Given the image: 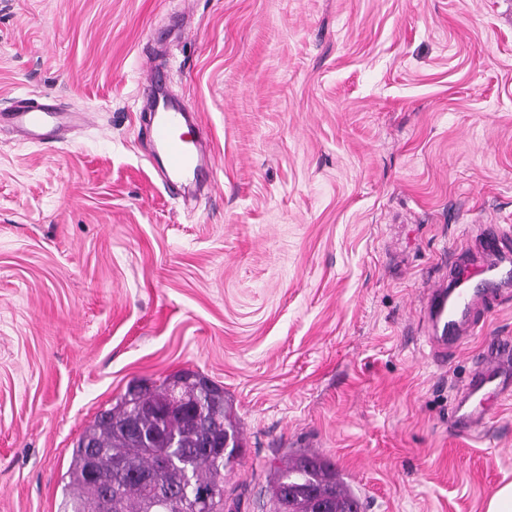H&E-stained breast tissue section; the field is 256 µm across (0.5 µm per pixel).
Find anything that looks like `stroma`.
I'll return each instance as SVG.
<instances>
[{
    "label": "stroma",
    "mask_w": 512,
    "mask_h": 512,
    "mask_svg": "<svg viewBox=\"0 0 512 512\" xmlns=\"http://www.w3.org/2000/svg\"><path fill=\"white\" fill-rule=\"evenodd\" d=\"M194 110L208 188L169 189L151 69ZM51 97L62 142L0 125V512H58L74 443L130 384L223 387L225 483L332 460L364 512H485L512 400L450 414L512 284L437 362L424 292L512 226V0H0V111Z\"/></svg>",
    "instance_id": "35a3bbf8"
}]
</instances>
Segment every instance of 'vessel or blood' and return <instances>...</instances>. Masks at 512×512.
Returning <instances> with one entry per match:
<instances>
[{
	"label": "vessel or blood",
	"mask_w": 512,
	"mask_h": 512,
	"mask_svg": "<svg viewBox=\"0 0 512 512\" xmlns=\"http://www.w3.org/2000/svg\"><path fill=\"white\" fill-rule=\"evenodd\" d=\"M148 107L152 122L148 129L150 138L162 151L166 168L165 175L190 173L209 176L212 157L206 145L191 142L185 128L189 114L173 105L163 93L149 97ZM10 122L30 139L40 141L57 136L61 115L48 98L18 100L10 112L0 113V122ZM448 285L429 290L425 301V313L439 330L440 341L458 340L465 316L477 306L485 304L495 288L512 279V258L495 263L479 260L456 261ZM512 349L507 344H494L482 369L468 385L454 419L459 431L471 432L485 424L504 401L512 398V387L506 386L498 376V370Z\"/></svg>",
	"instance_id": "vessel-or-blood-1"
}]
</instances>
